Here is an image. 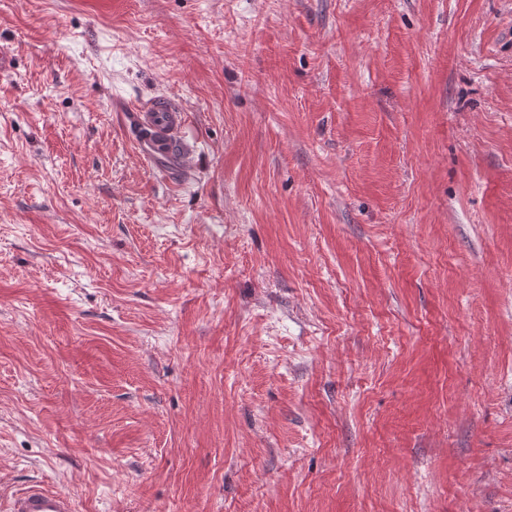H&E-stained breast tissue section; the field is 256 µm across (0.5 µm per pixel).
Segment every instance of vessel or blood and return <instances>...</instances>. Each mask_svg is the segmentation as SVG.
<instances>
[{
    "mask_svg": "<svg viewBox=\"0 0 512 512\" xmlns=\"http://www.w3.org/2000/svg\"><path fill=\"white\" fill-rule=\"evenodd\" d=\"M129 124L154 128L156 139L145 145L148 156L164 155L186 160L188 145L180 135L185 119L181 108L169 98H160L146 108H131ZM8 512H78V508L71 492L34 484L11 496Z\"/></svg>",
    "mask_w": 512,
    "mask_h": 512,
    "instance_id": "b4317fda",
    "label": "vessel or blood"
}]
</instances>
